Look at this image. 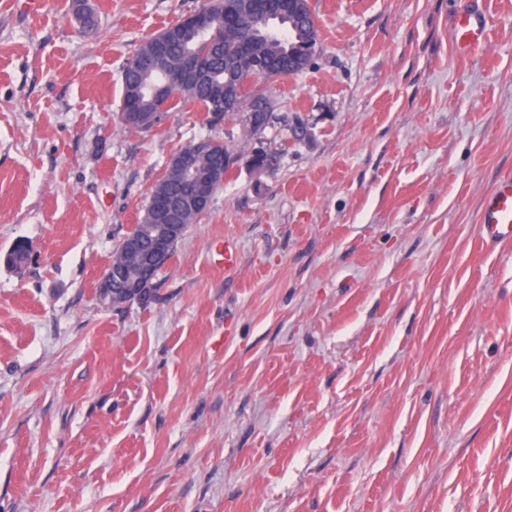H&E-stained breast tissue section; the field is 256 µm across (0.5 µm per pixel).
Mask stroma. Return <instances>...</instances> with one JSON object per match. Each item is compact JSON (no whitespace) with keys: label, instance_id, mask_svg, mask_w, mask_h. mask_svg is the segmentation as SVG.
<instances>
[{"label":"stroma","instance_id":"35a3bbf8","mask_svg":"<svg viewBox=\"0 0 512 512\" xmlns=\"http://www.w3.org/2000/svg\"><path fill=\"white\" fill-rule=\"evenodd\" d=\"M207 2L0 0V512H512V241L478 232L512 0L466 58L457 0H309L312 65L251 83L260 137L190 104L124 131L127 57ZM199 137L229 178L145 298L101 303ZM163 178L155 185L139 224H134L132 230L125 236V238L143 234V224H153L150 222V212L154 209L151 207L153 202L163 200V203H165L168 198L178 194L180 186L178 176L171 173L165 179Z\"/></svg>","mask_w":512,"mask_h":512}]
</instances>
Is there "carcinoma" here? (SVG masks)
Segmentation results:
<instances>
[{"instance_id": "1", "label": "carcinoma", "mask_w": 512, "mask_h": 512, "mask_svg": "<svg viewBox=\"0 0 512 512\" xmlns=\"http://www.w3.org/2000/svg\"><path fill=\"white\" fill-rule=\"evenodd\" d=\"M294 20L297 24L298 39L305 44L302 64L298 67L288 63V45L265 33L267 20L244 10L237 11L238 20L234 25H224L220 13L213 14L215 23L224 25L223 41L209 46L206 54V78L197 83H189L177 89L168 97L154 99L153 91L167 81L166 71H142L136 62L149 53L158 36L148 38L143 45L127 59L123 68V97L138 101V111L153 112L160 105L165 110L192 104L213 115L219 120L236 116L251 133H263L273 124L274 112L268 96L253 91L248 79L277 80L281 77L298 74L306 70L316 54L319 33L314 25L309 0H295ZM160 34L166 35L167 52L170 62L176 66L181 57L193 46L194 39L189 33L183 35L178 25L173 23ZM232 98L235 107L224 109V99ZM216 159L224 162V175H229L233 164L232 151L228 145L212 138L206 139ZM248 163L256 170L272 171L277 165L274 153L263 147L252 150ZM180 180L170 174L154 187L150 202L167 200L179 192Z\"/></svg>"}]
</instances>
